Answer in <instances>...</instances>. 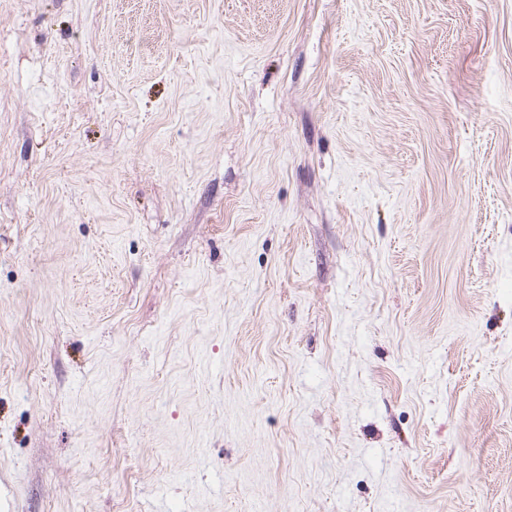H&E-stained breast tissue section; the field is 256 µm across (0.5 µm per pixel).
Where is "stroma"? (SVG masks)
<instances>
[{
  "label": "stroma",
  "instance_id": "obj_1",
  "mask_svg": "<svg viewBox=\"0 0 512 512\" xmlns=\"http://www.w3.org/2000/svg\"><path fill=\"white\" fill-rule=\"evenodd\" d=\"M0 512H512V0H0Z\"/></svg>",
  "mask_w": 512,
  "mask_h": 512
}]
</instances>
